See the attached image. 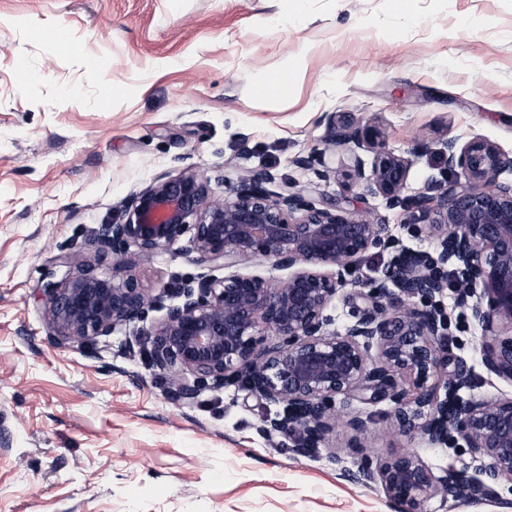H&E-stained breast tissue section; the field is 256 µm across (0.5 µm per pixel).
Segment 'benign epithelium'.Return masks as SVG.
<instances>
[{"mask_svg": "<svg viewBox=\"0 0 512 512\" xmlns=\"http://www.w3.org/2000/svg\"><path fill=\"white\" fill-rule=\"evenodd\" d=\"M326 144L348 155L343 177L359 195L380 197L406 213V223L432 243L408 250L386 225L347 207L346 197L311 199L294 185L274 192L266 168L249 169L230 196L212 198L208 179L194 167L163 173L101 225L89 243L93 257L75 262L73 246L57 264L69 267L39 293L48 340L58 348L107 337L117 325L149 323L153 365L170 373V396L190 399L198 388L234 385L282 410L257 426L264 438L292 439L297 455L328 447L336 418L355 433L360 458L347 470L357 484L381 486L398 512H426L440 495L483 500L503 481L512 483V398L471 394L466 364L448 352V321L436 298L455 285V301L478 328L481 363L512 382V157L473 138L441 140L448 172L468 185L427 179L409 192L412 160L386 148L383 128L348 112L325 116ZM294 163L324 182L337 177L327 150ZM191 233L193 260L225 269L173 289L178 302L148 322L161 298L129 274L136 261ZM374 248L397 249L396 264L363 281L361 263ZM112 259V277L99 266ZM264 260L288 276L276 280L240 267ZM336 267L335 274L324 271ZM351 287V319L331 330L325 311L340 289ZM390 403L402 436H420L433 448H460L477 462L474 474L446 468L435 474L414 453L375 459L361 437L369 420L350 407L359 396Z\"/></svg>", "mask_w": 512, "mask_h": 512, "instance_id": "benign-epithelium-1", "label": "benign epithelium"}]
</instances>
